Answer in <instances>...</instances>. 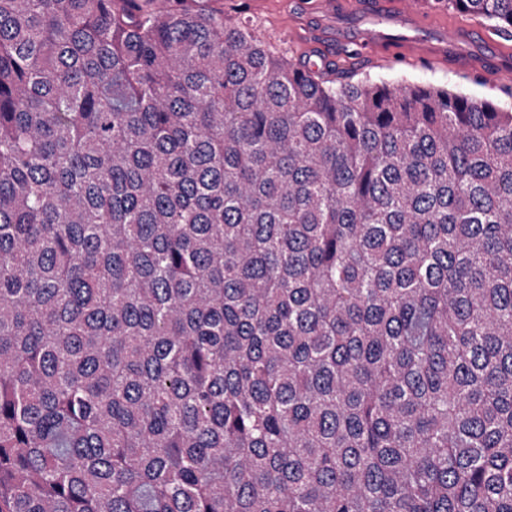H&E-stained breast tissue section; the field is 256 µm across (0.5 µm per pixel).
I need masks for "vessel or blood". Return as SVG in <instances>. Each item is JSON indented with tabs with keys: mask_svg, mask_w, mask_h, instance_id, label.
Listing matches in <instances>:
<instances>
[{
	"mask_svg": "<svg viewBox=\"0 0 512 512\" xmlns=\"http://www.w3.org/2000/svg\"><path fill=\"white\" fill-rule=\"evenodd\" d=\"M305 20L318 46L358 43L382 65L426 61L491 80L512 77V47L477 24L440 23L426 35L424 0H313Z\"/></svg>",
	"mask_w": 512,
	"mask_h": 512,
	"instance_id": "b4317fda",
	"label": "vessel or blood"
}]
</instances>
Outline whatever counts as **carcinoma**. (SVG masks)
Instances as JSON below:
<instances>
[{
  "label": "carcinoma",
  "instance_id": "cac0c4a2",
  "mask_svg": "<svg viewBox=\"0 0 512 512\" xmlns=\"http://www.w3.org/2000/svg\"><path fill=\"white\" fill-rule=\"evenodd\" d=\"M215 3L0 0V512H512V108Z\"/></svg>",
  "mask_w": 512,
  "mask_h": 512
}]
</instances>
